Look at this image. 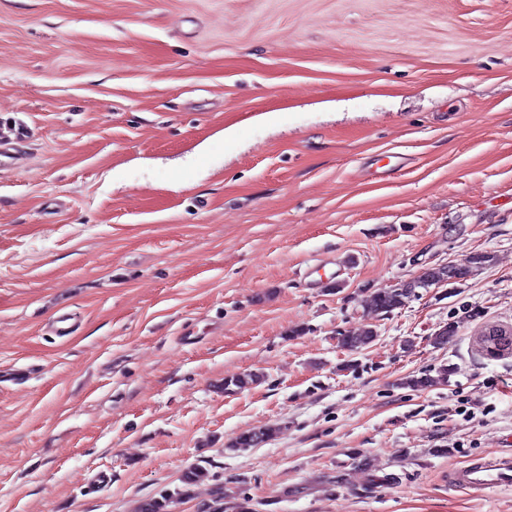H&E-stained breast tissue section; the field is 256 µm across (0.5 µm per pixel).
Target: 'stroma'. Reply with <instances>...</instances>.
<instances>
[{
    "instance_id": "obj_1",
    "label": "stroma",
    "mask_w": 512,
    "mask_h": 512,
    "mask_svg": "<svg viewBox=\"0 0 512 512\" xmlns=\"http://www.w3.org/2000/svg\"><path fill=\"white\" fill-rule=\"evenodd\" d=\"M4 143L0 512H512V0H0ZM416 288H429L426 282H409L397 288H381L374 291L365 301L368 314L381 317L391 314L415 296ZM375 338L374 331L369 329V327H364L348 334H341L339 345L354 353L371 345ZM479 348L491 356L503 357L512 354V330L491 326L478 338ZM449 369L447 365L440 366L435 370V374L432 375L430 372L423 373L420 376H412L407 378L403 385L406 388L412 390H423L430 387L437 386L439 384H445L448 381ZM277 432L275 427H265L251 430L238 435L232 442L229 450H242L253 448L268 442ZM448 481L461 489L512 488V459L495 457L448 472ZM209 480L210 473L205 466H190L182 474L180 486L173 491H164L158 496L141 499L135 512H173L176 504L185 499H193L195 488Z\"/></svg>"
}]
</instances>
